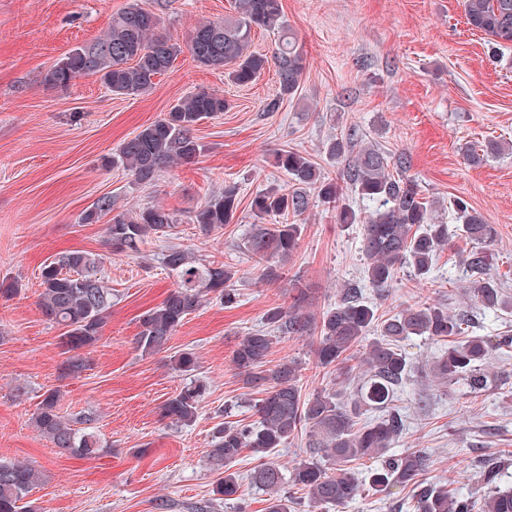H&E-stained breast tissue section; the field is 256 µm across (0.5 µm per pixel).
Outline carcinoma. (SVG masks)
<instances>
[{
	"label": "carcinoma",
	"mask_w": 512,
	"mask_h": 512,
	"mask_svg": "<svg viewBox=\"0 0 512 512\" xmlns=\"http://www.w3.org/2000/svg\"><path fill=\"white\" fill-rule=\"evenodd\" d=\"M235 11L230 18L208 21L195 29L188 44L193 60L210 68L233 64L230 78L240 86L253 83L273 66L281 94L294 95L306 60L297 38L285 24L282 0H235ZM466 20L491 43H512V0H467ZM160 25L154 12L132 3L112 16L101 37L61 57L44 81L52 87L66 88L79 77L98 75L115 95L145 94L182 52L179 43L160 33ZM259 30L281 32L270 57L249 51L252 36ZM227 109L223 93L198 87L163 118L124 140L112 158L105 160V166L121 167L136 183L151 184L166 167L195 164L205 152V145L196 135L197 127ZM326 156L332 162H348L343 181L329 176L312 158L298 151L283 148L276 152V164L297 188L288 192L270 187L251 200L257 224L244 248L263 264L262 277L269 282L279 280L282 265L297 251L302 226L286 219L308 210L309 189L317 192L322 205L336 212L337 223L363 226L361 249L367 261L366 278L378 296H389L395 272L401 266L411 267L418 279L428 277L452 233L448 225L432 222L430 212L436 201L424 197L415 181L401 175L407 169L408 158L362 143L354 127L328 143ZM346 184L373 204L368 215L359 214L346 203ZM239 203L237 186H226L223 193L189 212V221L206 235L220 232L224 225L233 223ZM450 209L462 221V235L474 244L464 260L469 273V298L498 315L512 314V295L490 274L493 256L488 248L497 235L494 225L460 197L450 201ZM108 214L111 218L106 224V244L113 255H137L149 239L169 237L177 223L176 215L161 205L114 213L108 197L85 211L82 223L96 224ZM267 218H282L284 222L268 226L263 223ZM106 259L108 256L102 253L77 250L41 268L38 305L47 321L64 329L67 357L62 371L67 376L77 377L87 369L83 351L100 340L112 308V290L98 277ZM162 264L174 285L158 306L140 318L135 344L144 354L166 349L205 296L211 294L226 306L236 301L235 271L230 267L202 263L177 246L162 253ZM294 290L292 303L271 306L263 313L270 332L312 339L315 362L322 368L345 364L361 347L364 379L350 401L332 389L305 396L299 386L302 362L288 359L273 369L266 368L277 337L263 330L241 337L232 362L244 385L258 390L262 397L252 406L255 420L224 422L216 428L207 458L222 477L213 495L228 500L238 493V480L229 469L243 451L263 459L301 434L306 438L309 458L286 471L262 463L251 475L254 486L268 495L267 512H288L290 491L295 488L305 492L309 507L320 512L346 507L365 486L385 497L409 490L413 512H512V490L496 486L501 468L497 459L480 464L479 495L461 496L446 482L427 481L429 459L425 453L390 452L404 430V421L393 410V402L412 372L410 359L399 346L401 341L412 336L434 341L463 336L442 350L430 374L442 388L450 389L464 381L478 394L490 386L486 360L495 351L512 350V335L505 333L492 339L467 336L470 312L450 311L442 304L415 303L383 319L364 299L361 286L353 283L341 286L336 301L315 314L309 310L310 289L297 280ZM375 327L379 328V337L369 342L367 337ZM197 366L192 352L173 357L172 369L179 374L187 375ZM206 390L207 385L200 380L182 387L160 407V417L177 425L193 423ZM369 410L379 412V416L365 419ZM94 421L89 413L63 414L58 390L49 389L43 394L33 424L59 453L85 459L100 451ZM365 458L376 459L379 464L361 481L354 463ZM39 480L38 470L27 463L0 462V512H33L22 502Z\"/></svg>",
	"instance_id": "cac0c4a2"
}]
</instances>
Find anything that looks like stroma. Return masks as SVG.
I'll use <instances>...</instances> for the list:
<instances>
[{
    "label": "stroma",
    "mask_w": 512,
    "mask_h": 512,
    "mask_svg": "<svg viewBox=\"0 0 512 512\" xmlns=\"http://www.w3.org/2000/svg\"><path fill=\"white\" fill-rule=\"evenodd\" d=\"M133 1L156 13L163 31L181 42L201 22L234 13V0H0V280L20 288L13 298L0 297V460L29 461L41 470L43 479L29 495L36 512H156L160 501L166 512H265V494L250 483L259 463L251 452L231 466L240 486L236 499L212 493V432L249 417L258 397L232 363L234 347L261 329L267 308L290 300V279L314 288L310 309L317 313L335 302L340 285L365 279L361 225L337 223L335 212L315 199L299 219V248L282 278L261 279L243 243L254 222L255 194L292 186L276 168L275 152L297 150L339 176L343 167L329 162L325 148L355 126L386 151L407 155L409 176L439 202L437 218L451 222L448 201L460 196L494 224L491 273L512 293V46L492 50L468 25L465 0H282L286 24L306 57L292 97L281 95L274 70L238 86L224 69L200 67L186 50L140 96L114 95L94 77L65 89L45 84L61 55L95 40ZM199 86L223 92L229 108L198 126L206 151L197 164L167 168L151 186L136 184L121 168H103L124 139ZM274 100L278 110L268 111ZM491 142L501 152L486 153L480 163L462 152ZM230 184L241 197L234 223L208 236L181 223L171 241L236 270V303L205 300L166 350L141 353L139 318L174 283L160 263L166 242L151 240L140 254L103 264L110 316L86 352L87 370L64 375L62 329L37 305L39 274L63 252H105V222L82 223L83 213L107 196L119 211L160 204L184 216ZM470 249L464 236L454 235L428 279L403 268L390 296L371 292L367 298L383 316L417 301L452 311L468 307L462 259ZM404 348L414 371L394 403L405 419L396 453H426L427 480L451 483L464 494L478 489L477 461L497 457L506 462L499 484L512 487V352H494L487 362L490 373H508L507 383L472 394L432 382L427 363L443 343L414 337ZM183 351L195 353L196 376L208 389L196 421L176 426L160 419L159 408L189 381L171 368ZM291 357L303 363L304 394L333 388L354 396L355 380L317 366L310 341L280 336L268 363ZM49 388L59 389L62 412L94 416L98 455H61L34 428Z\"/></svg>",
    "instance_id": "1"
}]
</instances>
